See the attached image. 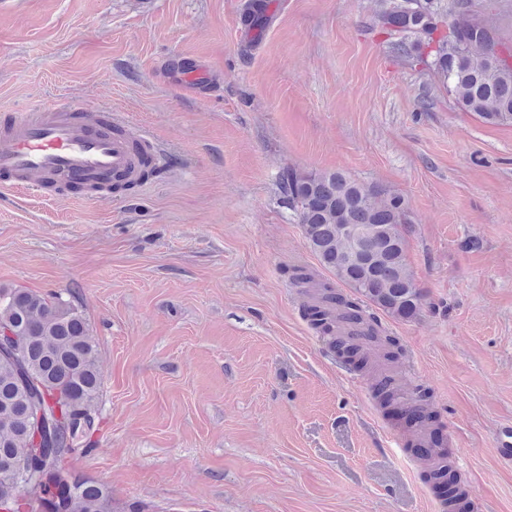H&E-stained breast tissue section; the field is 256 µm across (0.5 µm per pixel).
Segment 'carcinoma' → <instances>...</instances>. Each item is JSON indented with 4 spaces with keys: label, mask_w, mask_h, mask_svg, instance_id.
I'll return each mask as SVG.
<instances>
[{
    "label": "carcinoma",
    "mask_w": 512,
    "mask_h": 512,
    "mask_svg": "<svg viewBox=\"0 0 512 512\" xmlns=\"http://www.w3.org/2000/svg\"><path fill=\"white\" fill-rule=\"evenodd\" d=\"M405 0H382L376 23L388 31L393 51L431 49V66L456 104L491 125L512 126V49L482 24L470 0H448V27L439 28L438 13L428 6L411 11ZM266 0L247 4V26L262 32ZM288 209L295 214L310 251L320 265L349 288L346 295L318 281L303 266L291 269L293 284L311 289L319 300L306 306L311 325L331 337L344 357L361 364L356 344L335 332L341 316L379 336L378 323L360 306L365 300L402 320L417 317L424 295L406 261L411 219L405 198L387 188L360 184L339 171L288 169L279 178ZM10 330L11 348L0 349V503L18 498L27 484L39 482L25 461L35 448H51L61 462L95 426L102 381L97 346L81 312L60 295L26 289H0V332ZM58 409L69 431L40 434L35 441L32 411ZM448 502L457 496L448 469L433 474ZM43 512H115L107 489L85 479L47 499Z\"/></svg>",
    "instance_id": "cac0c4a2"
}]
</instances>
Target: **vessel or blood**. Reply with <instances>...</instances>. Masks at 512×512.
Returning a JSON list of instances; mask_svg holds the SVG:
<instances>
[{
	"label": "vessel or blood",
	"mask_w": 512,
	"mask_h": 512,
	"mask_svg": "<svg viewBox=\"0 0 512 512\" xmlns=\"http://www.w3.org/2000/svg\"><path fill=\"white\" fill-rule=\"evenodd\" d=\"M119 112L90 110L64 97L0 118V188L42 193L73 183L94 185L112 177L139 181L137 145Z\"/></svg>",
	"instance_id": "1"
}]
</instances>
